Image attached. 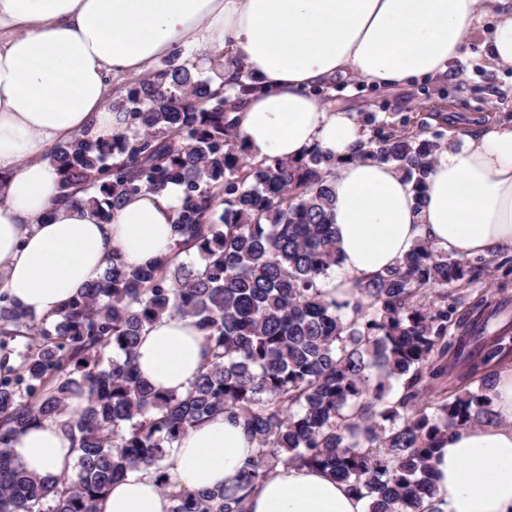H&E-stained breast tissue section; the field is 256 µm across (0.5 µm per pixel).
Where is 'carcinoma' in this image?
<instances>
[{
	"label": "carcinoma",
	"mask_w": 512,
	"mask_h": 512,
	"mask_svg": "<svg viewBox=\"0 0 512 512\" xmlns=\"http://www.w3.org/2000/svg\"><path fill=\"white\" fill-rule=\"evenodd\" d=\"M223 69L219 59L207 72L158 68L112 103L127 116L124 132L54 147L62 196L103 220L169 184L184 199L174 254L140 267L112 255L55 317L0 290V351L18 358L0 364V512H97L112 483L138 469L155 473L170 512H248L278 465L326 471L368 499V512H424L448 432L492 420V370L512 354V328L489 330L501 309L472 297L491 261L421 241L356 282L353 306L328 301L318 278L338 263L336 163L317 150L247 162L234 103L211 89ZM371 143L364 157L394 164L421 195L442 143L394 130ZM164 315L193 319L208 351L183 393L156 391L135 365L145 329ZM455 371L478 387L426 400ZM75 397L85 406L70 414ZM217 413L255 443L233 487L169 491L174 444ZM48 420L72 440L73 477L32 476L10 453L15 435Z\"/></svg>",
	"instance_id": "obj_1"
}]
</instances>
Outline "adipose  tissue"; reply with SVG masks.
Listing matches in <instances>:
<instances>
[{"label":"adipose tissue","mask_w":512,"mask_h":512,"mask_svg":"<svg viewBox=\"0 0 512 512\" xmlns=\"http://www.w3.org/2000/svg\"><path fill=\"white\" fill-rule=\"evenodd\" d=\"M495 20L487 59L512 64V0H0V289L46 315L102 274L111 256L138 267L170 251L177 186L143 192L104 221L61 200L48 155L85 131L108 139L125 116L112 108L121 75L191 48L195 63L222 54L224 87L236 64L256 90L236 108L249 159L296 160L319 150L336 160L331 182L339 262L320 279L328 298L353 300L357 280L396 265L420 240L461 257L512 252V122L493 123L433 162L422 202L393 165L362 158L371 139L357 113L321 90L336 78L380 87L446 77L478 13ZM205 361L191 320L163 317L137 349L141 377L185 392ZM494 421L449 432L433 462L426 512H512V368L491 392ZM242 425L218 414L190 429L168 470L179 489L229 487L250 456ZM10 451L30 474L69 472V436L47 421L14 436ZM154 474L117 481L99 512H170ZM249 512H367V501L326 473L276 467Z\"/></svg>","instance_id":"obj_1"}]
</instances>
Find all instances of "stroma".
I'll list each match as a JSON object with an SVG mask.
<instances>
[{"label": "stroma", "mask_w": 512, "mask_h": 512, "mask_svg": "<svg viewBox=\"0 0 512 512\" xmlns=\"http://www.w3.org/2000/svg\"><path fill=\"white\" fill-rule=\"evenodd\" d=\"M492 30L491 19L479 16L465 55L447 78L385 90L363 79L338 80L324 97L357 112L369 130L387 132L406 123L423 128L430 139L447 136L452 123L475 131L491 121H512V67L489 63L481 50Z\"/></svg>", "instance_id": "obj_1"}]
</instances>
